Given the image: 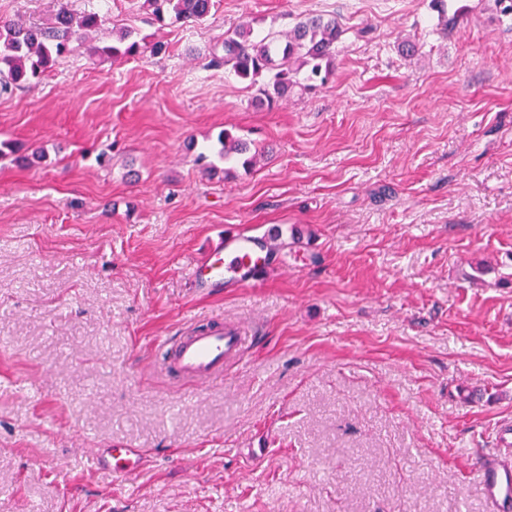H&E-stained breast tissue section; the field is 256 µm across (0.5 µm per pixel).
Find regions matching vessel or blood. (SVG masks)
<instances>
[{
  "label": "vessel or blood",
  "mask_w": 512,
  "mask_h": 512,
  "mask_svg": "<svg viewBox=\"0 0 512 512\" xmlns=\"http://www.w3.org/2000/svg\"><path fill=\"white\" fill-rule=\"evenodd\" d=\"M276 257L275 244L266 235L232 234L213 243L189 277L203 295L226 286H254ZM249 341L232 323L196 328L174 340H159L157 367L178 381L213 382L223 379L229 362L240 359ZM497 443L498 452L483 456L478 464L481 484L491 512H512V426L500 427ZM105 454L116 474L135 472L141 464L140 453L133 448H109Z\"/></svg>",
  "instance_id": "b4317fda"
}]
</instances>
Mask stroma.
I'll list each match as a JSON object with an SVG mask.
<instances>
[{"instance_id":"1","label":"stroma","mask_w":512,"mask_h":512,"mask_svg":"<svg viewBox=\"0 0 512 512\" xmlns=\"http://www.w3.org/2000/svg\"><path fill=\"white\" fill-rule=\"evenodd\" d=\"M101 31L0 92V512H489L476 458L512 423V19L462 0H219ZM53 0H0L50 23ZM343 29L334 76L274 106L210 67L252 18ZM162 54H99L121 29ZM254 161L196 163L221 130ZM105 163H98V154ZM275 229L261 285L197 295L220 234ZM257 340L176 386L188 322ZM144 451L128 476L99 448Z\"/></svg>"}]
</instances>
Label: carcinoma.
Instances as JSON below:
<instances>
[{
  "label": "carcinoma",
  "instance_id": "cac0c4a2",
  "mask_svg": "<svg viewBox=\"0 0 512 512\" xmlns=\"http://www.w3.org/2000/svg\"><path fill=\"white\" fill-rule=\"evenodd\" d=\"M432 8L444 23L454 27L461 8L458 0H431ZM216 0H144L143 9L158 22L169 17L175 22L197 23L215 7ZM105 14L99 10L74 12L67 0H58L53 21L48 26H25L0 20V90L6 92L41 80L57 61L73 51V43L102 29ZM254 19L224 33L222 54H214L210 66H224L257 88L258 100L268 106L288 95L299 84L297 75L306 70V80L327 83L333 76L336 43L343 30L333 17L317 15L301 19L286 32L261 30ZM160 44L126 29L115 42L97 52L112 58H134L146 51L158 54ZM217 155L226 161L249 151L248 144L231 131L217 137Z\"/></svg>",
  "mask_w": 512,
  "mask_h": 512
}]
</instances>
